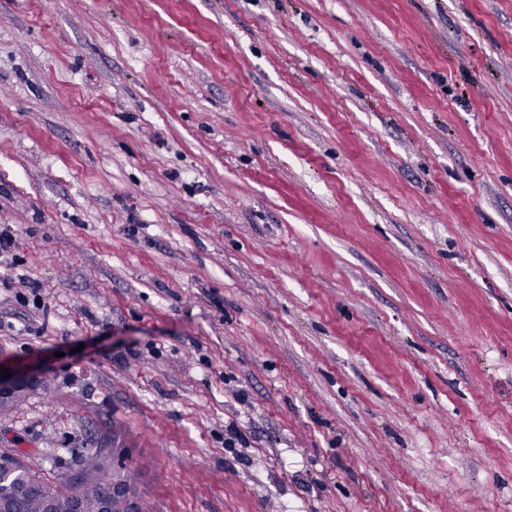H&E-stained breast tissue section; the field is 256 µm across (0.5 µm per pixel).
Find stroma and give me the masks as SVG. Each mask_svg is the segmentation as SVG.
Listing matches in <instances>:
<instances>
[{
    "label": "stroma",
    "instance_id": "obj_1",
    "mask_svg": "<svg viewBox=\"0 0 512 512\" xmlns=\"http://www.w3.org/2000/svg\"><path fill=\"white\" fill-rule=\"evenodd\" d=\"M0 454L144 512H512V0H0ZM41 384L40 377L33 374H18L10 372V378L0 380V415H10L17 412L23 405L24 397L29 391L35 390ZM7 401V402H6Z\"/></svg>",
    "mask_w": 512,
    "mask_h": 512
}]
</instances>
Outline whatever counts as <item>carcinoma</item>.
I'll use <instances>...</instances> for the list:
<instances>
[{
	"label": "carcinoma",
	"instance_id": "1",
	"mask_svg": "<svg viewBox=\"0 0 512 512\" xmlns=\"http://www.w3.org/2000/svg\"><path fill=\"white\" fill-rule=\"evenodd\" d=\"M53 457L52 449L47 448L38 461L20 460L14 468L0 473V495L9 494L18 497L21 512H43L44 500L54 497L61 512H66L70 497H81L85 512H97L103 493L116 480H132L130 471L122 466L106 463L95 448L78 453L77 467L82 478L78 486L72 487L67 478L62 477L50 483L41 480L43 462Z\"/></svg>",
	"mask_w": 512,
	"mask_h": 512
}]
</instances>
